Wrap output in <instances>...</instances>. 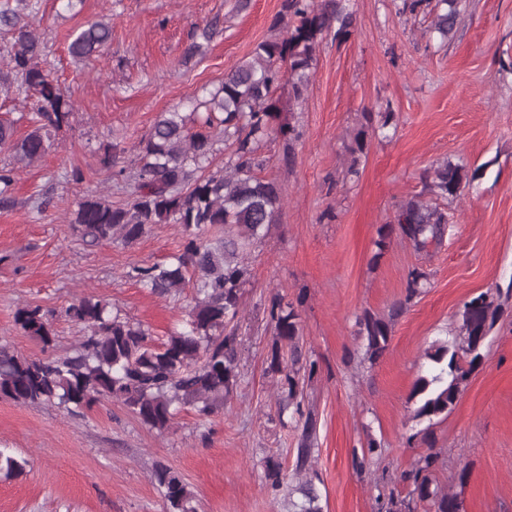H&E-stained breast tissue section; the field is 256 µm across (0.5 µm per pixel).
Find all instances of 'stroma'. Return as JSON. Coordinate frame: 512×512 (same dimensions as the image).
I'll use <instances>...</instances> for the list:
<instances>
[{"label": "stroma", "mask_w": 512, "mask_h": 512, "mask_svg": "<svg viewBox=\"0 0 512 512\" xmlns=\"http://www.w3.org/2000/svg\"><path fill=\"white\" fill-rule=\"evenodd\" d=\"M35 24L47 61L76 112L57 149L20 168L11 203L0 204V346L40 358L69 352L84 328L65 308L94 296L142 323L163 342L185 319L191 290L160 298L128 279V265L170 262L181 248L176 225L156 224L133 245L92 244L73 232L71 210L93 188L111 183L99 147H131L157 115L184 109L256 46L283 37L282 0H37ZM355 19L343 42L326 36L302 101L287 117L301 136L294 160L276 139L260 149L264 177L284 190L275 224L255 244L244 289L239 372L227 406L200 422L187 410L165 434L150 430L116 402L73 416L0 397V452L26 459L25 472H0V512H164L150 481L155 462L178 471L198 512H288V496L271 497L264 462L292 474L296 434L277 416L266 356L273 341L274 296L298 301L303 346L319 363L303 383L318 419L317 450L308 471L323 512H377L378 495H406L400 480L420 455L439 456L435 479L463 512H512V0H460L459 25L448 40L423 15L400 12L401 0H346ZM105 20L112 38L89 64L67 46L87 23ZM212 36L191 61L183 51L207 23ZM392 111L388 138H371L347 179V147L365 113ZM448 161L472 176L448 205V235L418 253L392 236L374 245L398 202L423 190L425 170ZM426 288L407 298L412 269ZM498 292L502 313L453 410L434 419L423 442L410 393L425 374L423 353L455 335L465 301ZM407 306L389 346L372 358L357 333L366 311L386 315ZM23 306L49 312L51 347L15 321ZM375 443L364 473L354 451Z\"/></svg>", "instance_id": "stroma-1"}]
</instances>
